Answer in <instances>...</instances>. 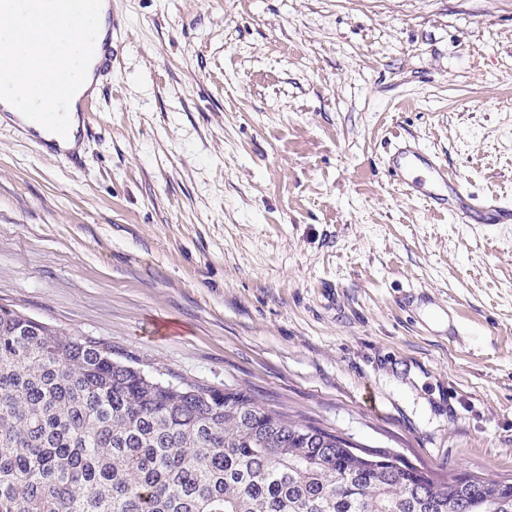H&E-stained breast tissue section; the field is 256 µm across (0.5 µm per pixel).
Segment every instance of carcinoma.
<instances>
[{"label":"carcinoma","mask_w":512,"mask_h":512,"mask_svg":"<svg viewBox=\"0 0 512 512\" xmlns=\"http://www.w3.org/2000/svg\"><path fill=\"white\" fill-rule=\"evenodd\" d=\"M485 481L438 482L0 306V512H512V480Z\"/></svg>","instance_id":"carcinoma-1"}]
</instances>
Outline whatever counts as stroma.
<instances>
[{
	"label": "stroma",
	"instance_id": "obj_1",
	"mask_svg": "<svg viewBox=\"0 0 512 512\" xmlns=\"http://www.w3.org/2000/svg\"><path fill=\"white\" fill-rule=\"evenodd\" d=\"M82 168L0 109V305L438 481L512 480V0H112ZM452 310L459 336L429 319ZM424 166L431 181L439 184L442 191L423 193L439 210L451 212L454 218H469L477 221L488 217L492 224H511L512 207L501 205L496 201H476L469 197L460 180L448 178V172L431 160H425L419 150L411 147H402L392 155L388 172L394 180L400 181L412 190L421 192L423 180L416 176V172ZM448 188L451 198L448 197Z\"/></svg>",
	"mask_w": 512,
	"mask_h": 512
}]
</instances>
